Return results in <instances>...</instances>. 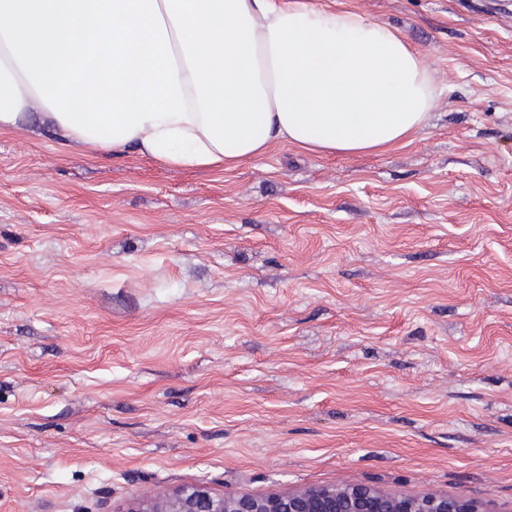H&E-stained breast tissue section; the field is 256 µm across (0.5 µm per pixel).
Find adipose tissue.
Masks as SVG:
<instances>
[{
	"label": "adipose tissue",
	"mask_w": 512,
	"mask_h": 512,
	"mask_svg": "<svg viewBox=\"0 0 512 512\" xmlns=\"http://www.w3.org/2000/svg\"><path fill=\"white\" fill-rule=\"evenodd\" d=\"M437 95L424 55L344 0H0V134L37 104L93 147L229 170L277 142L402 146Z\"/></svg>",
	"instance_id": "adipose-tissue-1"
}]
</instances>
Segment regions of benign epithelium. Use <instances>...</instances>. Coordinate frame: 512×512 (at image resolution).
<instances>
[{"mask_svg": "<svg viewBox=\"0 0 512 512\" xmlns=\"http://www.w3.org/2000/svg\"><path fill=\"white\" fill-rule=\"evenodd\" d=\"M126 512H482L472 499L422 493L404 496L370 486L298 488L263 496L216 495L202 486L145 494Z\"/></svg>", "mask_w": 512, "mask_h": 512, "instance_id": "benign-epithelium-1", "label": "benign epithelium"}]
</instances>
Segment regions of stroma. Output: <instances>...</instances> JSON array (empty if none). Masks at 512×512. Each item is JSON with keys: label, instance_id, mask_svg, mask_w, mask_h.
Wrapping results in <instances>:
<instances>
[{"label": "stroma", "instance_id": "obj_1", "mask_svg": "<svg viewBox=\"0 0 512 512\" xmlns=\"http://www.w3.org/2000/svg\"><path fill=\"white\" fill-rule=\"evenodd\" d=\"M442 93L400 147L233 170L0 136V512L371 486L512 512V25L345 0Z\"/></svg>", "mask_w": 512, "mask_h": 512}]
</instances>
